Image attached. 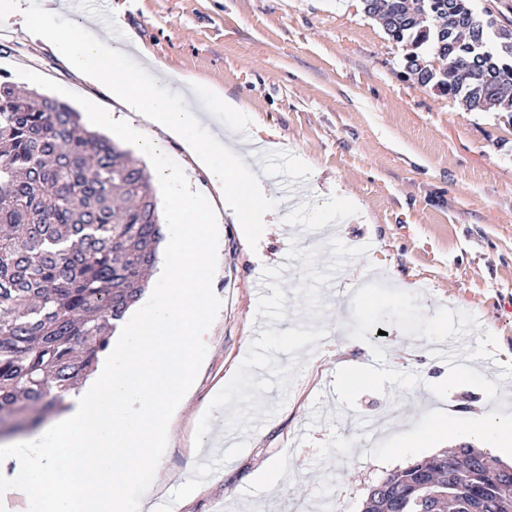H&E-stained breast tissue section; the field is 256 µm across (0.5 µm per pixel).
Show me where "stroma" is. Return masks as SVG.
<instances>
[{
	"label": "stroma",
	"instance_id": "obj_1",
	"mask_svg": "<svg viewBox=\"0 0 512 512\" xmlns=\"http://www.w3.org/2000/svg\"><path fill=\"white\" fill-rule=\"evenodd\" d=\"M91 14L136 35L129 60L157 91L188 87L199 141L240 116L241 138L276 147L263 178L309 188L301 208L271 215L264 238L246 239L228 215L212 237L217 315L160 466L128 489L129 512H147L148 485L161 489L154 512H274L292 494L362 512L383 477L431 456L408 445L431 419L512 392V114L406 77L405 47L361 0H85L56 21L77 32ZM4 78L85 117L118 109L19 16H0ZM117 143L159 200L184 184L212 193L178 141L147 156ZM465 327L471 344L441 366L430 348ZM345 363L369 381L344 388ZM325 394L380 427L348 436L312 419ZM262 469L280 474L278 487L255 484Z\"/></svg>",
	"mask_w": 512,
	"mask_h": 512
}]
</instances>
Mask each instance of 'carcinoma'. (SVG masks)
<instances>
[{
	"instance_id": "1",
	"label": "carcinoma",
	"mask_w": 512,
	"mask_h": 512,
	"mask_svg": "<svg viewBox=\"0 0 512 512\" xmlns=\"http://www.w3.org/2000/svg\"><path fill=\"white\" fill-rule=\"evenodd\" d=\"M406 73L512 112V31L471 0H363ZM447 67L437 68L435 63ZM163 240L150 174L68 104L0 82V417L58 414L145 291ZM363 512H512V466L463 446L388 475Z\"/></svg>"
}]
</instances>
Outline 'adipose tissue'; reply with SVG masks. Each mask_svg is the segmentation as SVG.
<instances>
[{
    "label": "adipose tissue",
    "instance_id": "1",
    "mask_svg": "<svg viewBox=\"0 0 512 512\" xmlns=\"http://www.w3.org/2000/svg\"><path fill=\"white\" fill-rule=\"evenodd\" d=\"M24 23L36 39L63 54L77 77L110 84L123 110L98 113L101 124L122 131L146 153L156 150L161 136L180 140L220 193L216 199L187 189L176 194L168 205L172 235L165 287L63 416L0 442V512H11L17 496L24 512H127L128 486L142 471L159 466L162 434L191 390L206 343L203 326L212 316L214 278L209 241L219 211L231 210L244 237L253 239L265 234L264 218L281 210V198L276 187L254 177V156L230 137L215 135L199 144V118L184 95H162L144 84L126 52L106 50V30L91 23L72 33L55 24L50 8ZM130 111L143 119V127L128 124ZM451 436L512 461V415L498 407L441 414L426 424L417 444L430 447Z\"/></svg>",
    "mask_w": 512,
    "mask_h": 512
}]
</instances>
